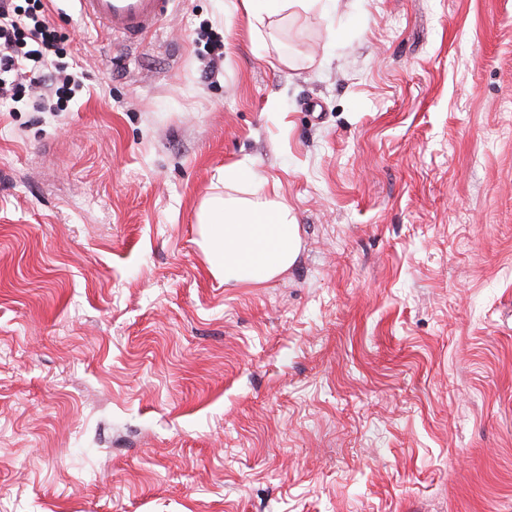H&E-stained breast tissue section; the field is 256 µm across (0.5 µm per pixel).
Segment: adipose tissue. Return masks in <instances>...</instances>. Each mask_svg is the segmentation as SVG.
<instances>
[{
    "mask_svg": "<svg viewBox=\"0 0 512 512\" xmlns=\"http://www.w3.org/2000/svg\"><path fill=\"white\" fill-rule=\"evenodd\" d=\"M197 219L209 273L228 284H258L294 263L299 226L276 189L257 188L248 198L208 197Z\"/></svg>",
    "mask_w": 512,
    "mask_h": 512,
    "instance_id": "ef3b65f1",
    "label": "adipose tissue"
}]
</instances>
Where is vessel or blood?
<instances>
[{"mask_svg": "<svg viewBox=\"0 0 512 512\" xmlns=\"http://www.w3.org/2000/svg\"><path fill=\"white\" fill-rule=\"evenodd\" d=\"M171 0H77L81 15L113 35L134 39L155 30Z\"/></svg>", "mask_w": 512, "mask_h": 512, "instance_id": "b4317fda", "label": "vessel or blood"}]
</instances>
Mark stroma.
<instances>
[{
  "mask_svg": "<svg viewBox=\"0 0 512 512\" xmlns=\"http://www.w3.org/2000/svg\"><path fill=\"white\" fill-rule=\"evenodd\" d=\"M81 87L0 103V512H512V0H49ZM277 183L299 253L213 278ZM81 15L112 32L134 39L155 30L172 0H76ZM319 1L329 0H242L247 14L262 24L265 17L280 15L295 8L309 9L316 6ZM251 196L213 194L197 215L208 271L227 284L273 279L288 270L298 253L299 224L275 186L263 185Z\"/></svg>",
  "mask_w": 512,
  "mask_h": 512,
  "instance_id": "35a3bbf8",
  "label": "stroma"
}]
</instances>
